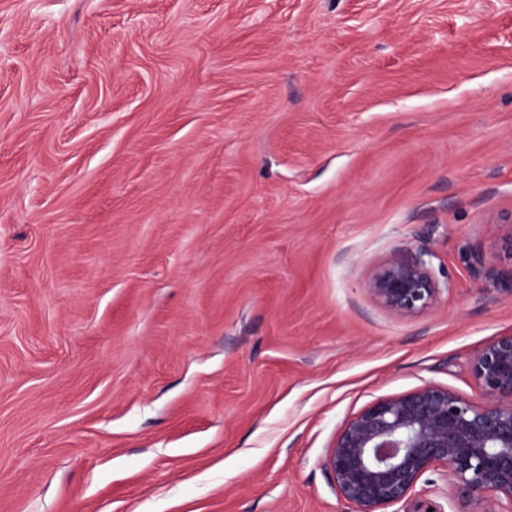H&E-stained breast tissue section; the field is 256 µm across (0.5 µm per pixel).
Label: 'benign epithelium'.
Masks as SVG:
<instances>
[{
  "instance_id": "7a95c632",
  "label": "benign epithelium",
  "mask_w": 512,
  "mask_h": 512,
  "mask_svg": "<svg viewBox=\"0 0 512 512\" xmlns=\"http://www.w3.org/2000/svg\"><path fill=\"white\" fill-rule=\"evenodd\" d=\"M367 288L400 317L434 305L439 285L430 253L391 252ZM467 368L484 391L480 402L434 385L377 401L351 418L327 450L336 495L352 512H439L411 501L424 474L446 468L453 494L484 504L483 512H512V334L477 349Z\"/></svg>"
}]
</instances>
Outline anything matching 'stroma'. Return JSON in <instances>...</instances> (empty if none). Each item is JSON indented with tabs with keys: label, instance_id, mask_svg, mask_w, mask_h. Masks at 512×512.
I'll use <instances>...</instances> for the list:
<instances>
[{
	"label": "stroma",
	"instance_id": "1",
	"mask_svg": "<svg viewBox=\"0 0 512 512\" xmlns=\"http://www.w3.org/2000/svg\"><path fill=\"white\" fill-rule=\"evenodd\" d=\"M508 334L512 0H0V512H347L342 425ZM429 257L430 253L421 248L395 249L368 281V290L381 305L400 317L429 309L440 290Z\"/></svg>",
	"mask_w": 512,
	"mask_h": 512
}]
</instances>
